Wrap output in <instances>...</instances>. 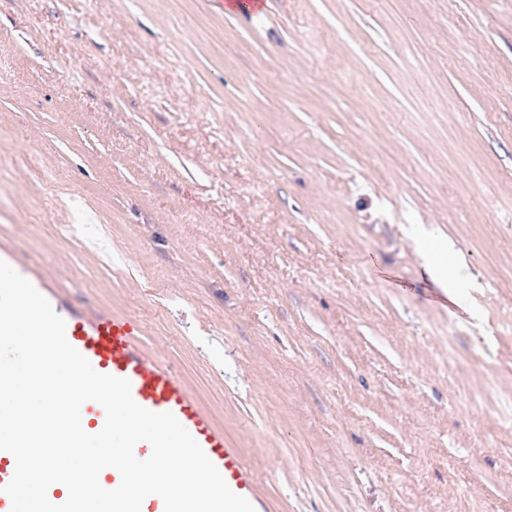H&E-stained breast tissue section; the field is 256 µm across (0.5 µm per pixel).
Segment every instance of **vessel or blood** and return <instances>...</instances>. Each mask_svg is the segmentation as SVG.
Wrapping results in <instances>:
<instances>
[{
  "mask_svg": "<svg viewBox=\"0 0 512 512\" xmlns=\"http://www.w3.org/2000/svg\"><path fill=\"white\" fill-rule=\"evenodd\" d=\"M0 260L19 266L11 246L1 241ZM19 268L21 275L65 319L69 343L97 372L128 379L132 397L140 406L153 412L173 413L215 464L228 486L246 497L255 512H281V504L265 492L259 474L246 460L242 449L232 447L223 428L216 425L176 372L144 349L142 320L73 309L53 281L40 270L31 266ZM81 419L86 431L93 434L102 429L105 411L97 402L89 401L81 408ZM14 470L13 455L0 450V512H10L11 501L1 488L11 480Z\"/></svg>",
  "mask_w": 512,
  "mask_h": 512,
  "instance_id": "1",
  "label": "vessel or blood"
}]
</instances>
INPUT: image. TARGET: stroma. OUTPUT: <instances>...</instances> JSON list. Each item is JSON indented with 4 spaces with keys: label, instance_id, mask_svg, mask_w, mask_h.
Instances as JSON below:
<instances>
[{
    "label": "stroma",
    "instance_id": "1",
    "mask_svg": "<svg viewBox=\"0 0 512 512\" xmlns=\"http://www.w3.org/2000/svg\"><path fill=\"white\" fill-rule=\"evenodd\" d=\"M2 237L284 512H512V0H0Z\"/></svg>",
    "mask_w": 512,
    "mask_h": 512
}]
</instances>
